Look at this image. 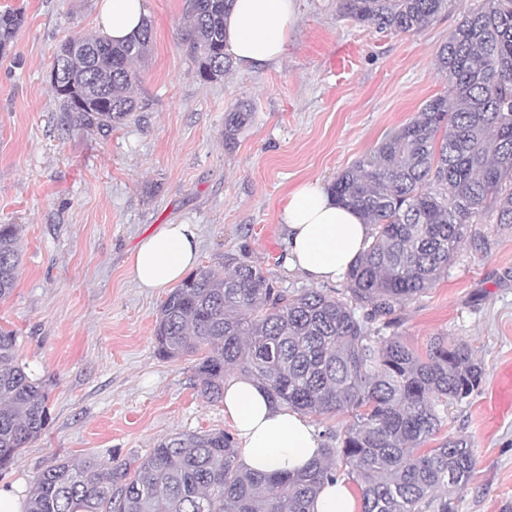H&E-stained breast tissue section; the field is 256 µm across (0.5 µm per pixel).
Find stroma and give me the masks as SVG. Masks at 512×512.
<instances>
[{"instance_id": "obj_1", "label": "stroma", "mask_w": 512, "mask_h": 512, "mask_svg": "<svg viewBox=\"0 0 512 512\" xmlns=\"http://www.w3.org/2000/svg\"><path fill=\"white\" fill-rule=\"evenodd\" d=\"M100 0H0L25 23L0 60V224L21 230V274L0 300V327L49 392L42 436L0 471L27 496L60 459L131 463L177 432L230 430L224 405L201 396L190 357L154 352L167 289L132 282L130 257L163 224L200 228V265L232 254L276 287L311 283L283 264L282 198L301 181L336 175L446 91L436 52L463 9L450 0L430 27L379 32L341 16L337 0H299L287 54L276 65L202 83L181 40L186 0H144L152 25L137 67L148 111L101 137L68 126L49 71L58 45L98 31ZM340 55L341 65L331 63ZM250 103L254 118L224 148V114ZM433 288L402 305L397 336L418 353L433 339L465 341L484 379L449 403L440 437L468 438L476 459L456 512H512V414L494 404L512 367V225L486 215Z\"/></svg>"}]
</instances>
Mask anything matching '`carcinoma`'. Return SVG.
Listing matches in <instances>:
<instances>
[{
    "instance_id": "1",
    "label": "carcinoma",
    "mask_w": 512,
    "mask_h": 512,
    "mask_svg": "<svg viewBox=\"0 0 512 512\" xmlns=\"http://www.w3.org/2000/svg\"><path fill=\"white\" fill-rule=\"evenodd\" d=\"M234 0H186L182 42L203 83L224 79V18ZM448 0H339L338 12L383 32L421 31L447 11ZM24 23L18 9L0 11V58ZM146 22L129 40L72 36L57 47L50 84L85 132L103 137L146 108L134 63L151 47ZM446 93L428 100L406 124L343 170L330 184L341 204L374 226L341 292L295 294L277 288L261 268L232 255L173 288L155 319L164 359L196 356L201 393L217 402L238 370L260 383L274 404L306 415L348 411L352 420L307 469L251 472L238 463L233 435L183 432L161 440L135 467L89 458L60 461L36 478L24 512H309L325 481L356 485L361 512H456L453 495L475 469L469 441L435 437L448 402L483 382L467 343L434 340L423 357L397 336V309L448 271L477 218L491 212L512 224V0H481L465 9L439 48ZM250 107L224 115L232 149L252 120ZM16 224H0V299L20 272ZM45 383L19 361L16 336L0 327V469L46 428Z\"/></svg>"
}]
</instances>
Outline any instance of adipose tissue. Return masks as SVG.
Listing matches in <instances>:
<instances>
[{"label":"adipose tissue","mask_w":512,"mask_h":512,"mask_svg":"<svg viewBox=\"0 0 512 512\" xmlns=\"http://www.w3.org/2000/svg\"><path fill=\"white\" fill-rule=\"evenodd\" d=\"M144 16L143 0H101L98 29L112 41H123L137 33ZM297 20V0H235L224 21L225 49L244 70L280 63ZM280 221L289 270L314 283L343 279L373 231L318 180L303 181L289 192ZM198 260L196 225H161L131 255L133 283L146 291L168 287ZM223 404L246 470L297 472L318 458L322 439L316 426L294 409L273 404L253 378L227 379Z\"/></svg>","instance_id":"1"}]
</instances>
